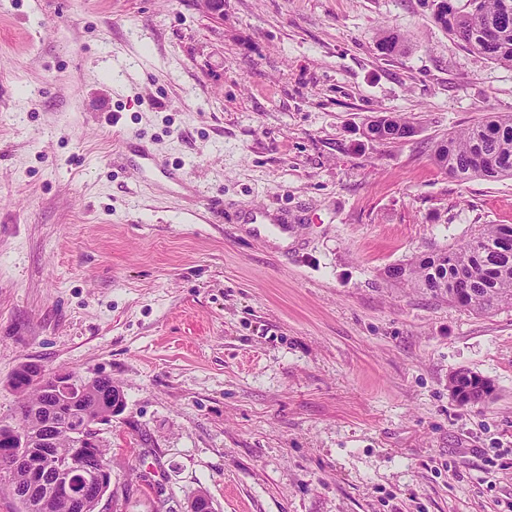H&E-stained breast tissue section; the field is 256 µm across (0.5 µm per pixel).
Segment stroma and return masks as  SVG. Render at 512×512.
<instances>
[{"label":"stroma","instance_id":"35a3bbf8","mask_svg":"<svg viewBox=\"0 0 512 512\" xmlns=\"http://www.w3.org/2000/svg\"><path fill=\"white\" fill-rule=\"evenodd\" d=\"M431 13L0 0V423L22 365L112 379L100 512H512V308L386 275L512 224V179L430 159L512 113V69ZM380 112L415 134L371 141ZM254 211L288 213L287 244ZM463 368L489 402L453 399ZM448 389L461 405L484 403L493 393L490 380L466 369L453 372L448 377Z\"/></svg>","mask_w":512,"mask_h":512}]
</instances>
